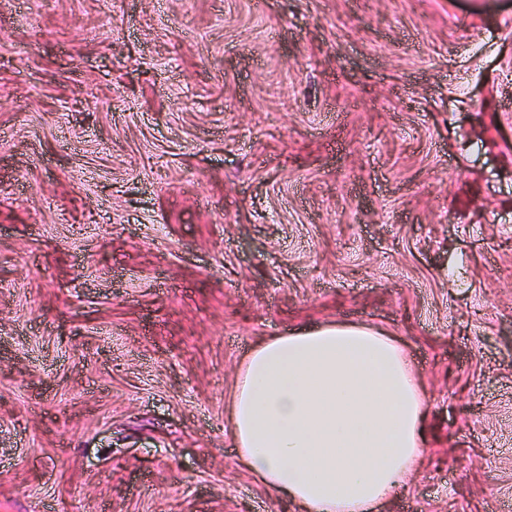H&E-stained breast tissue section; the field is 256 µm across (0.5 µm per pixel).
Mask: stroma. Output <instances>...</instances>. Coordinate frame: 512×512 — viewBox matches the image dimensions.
<instances>
[{
  "label": "stroma",
  "mask_w": 512,
  "mask_h": 512,
  "mask_svg": "<svg viewBox=\"0 0 512 512\" xmlns=\"http://www.w3.org/2000/svg\"><path fill=\"white\" fill-rule=\"evenodd\" d=\"M398 339L383 512L512 504V0H0V512H297L257 342Z\"/></svg>",
  "instance_id": "1"
}]
</instances>
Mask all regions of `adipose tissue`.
Listing matches in <instances>:
<instances>
[{
	"mask_svg": "<svg viewBox=\"0 0 512 512\" xmlns=\"http://www.w3.org/2000/svg\"><path fill=\"white\" fill-rule=\"evenodd\" d=\"M425 420L394 340L338 323L258 342L229 412L244 467L298 512H375L424 457Z\"/></svg>",
	"mask_w": 512,
	"mask_h": 512,
	"instance_id": "adipose-tissue-1",
	"label": "adipose tissue"
}]
</instances>
